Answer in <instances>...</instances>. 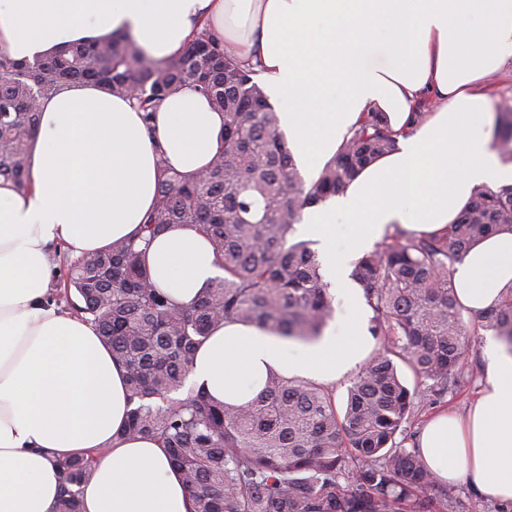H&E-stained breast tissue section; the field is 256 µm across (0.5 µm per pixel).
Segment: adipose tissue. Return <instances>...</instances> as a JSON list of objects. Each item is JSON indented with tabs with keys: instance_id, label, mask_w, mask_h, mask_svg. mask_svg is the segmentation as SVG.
Listing matches in <instances>:
<instances>
[{
	"instance_id": "obj_1",
	"label": "adipose tissue",
	"mask_w": 512,
	"mask_h": 512,
	"mask_svg": "<svg viewBox=\"0 0 512 512\" xmlns=\"http://www.w3.org/2000/svg\"><path fill=\"white\" fill-rule=\"evenodd\" d=\"M226 54L257 63L299 168L315 179L362 113L385 112L397 151L365 168L343 195L305 209L296 231L317 242L344 320L307 346L227 323L198 348L189 386L220 403L256 396L268 370L333 386L372 347L364 300L346 263L386 233L429 234L453 223L475 189L512 185L488 131L493 77L512 58V0H0V49L34 60L66 44L129 33L156 60L199 28ZM436 106L404 132L417 101ZM224 115L187 85L152 125L126 98L91 82L40 101L27 189L0 179V512H55L60 460L96 453L83 512H191V493L163 448L127 440L123 368L96 330L47 303L48 257L133 237L156 203L155 144L172 167L199 174L223 144ZM348 225L339 235V225ZM147 264L172 300L192 304L222 275L206 236L177 225ZM460 302L480 312L512 292V232L471 247L457 264ZM485 384L465 413L443 410L419 448L438 482L468 483L512 502V353L487 346Z\"/></svg>"
}]
</instances>
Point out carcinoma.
I'll return each instance as SVG.
<instances>
[{
    "label": "carcinoma",
    "instance_id": "obj_1",
    "mask_svg": "<svg viewBox=\"0 0 512 512\" xmlns=\"http://www.w3.org/2000/svg\"><path fill=\"white\" fill-rule=\"evenodd\" d=\"M256 74L205 29L162 62L128 36L68 45L32 62L0 51V177L19 188L28 185L40 99L63 83H96L131 98L148 127L185 83L224 113V146L194 178L172 168L154 142L157 205L139 237L73 259L53 252L57 281L47 301L93 324L123 365L131 392L123 435L164 448L194 512H433L425 493L436 478L420 448L397 437H412L416 400L434 404L461 378L471 320L456 297L455 266L487 234L512 231V185L477 189L441 234L397 228L354 263L367 331L382 344L350 382L343 407L324 385L275 371L245 403H217L202 390L179 398L197 348L223 324L299 342L322 335L332 296L295 225L304 209L344 193L364 167L397 150L386 116L367 112L306 184ZM494 136V148L512 162L511 106H496ZM173 224L203 233L224 270L190 306L157 287L145 262L142 244ZM476 319L512 352V293ZM95 461H58V512H81Z\"/></svg>",
    "mask_w": 512,
    "mask_h": 512
}]
</instances>
